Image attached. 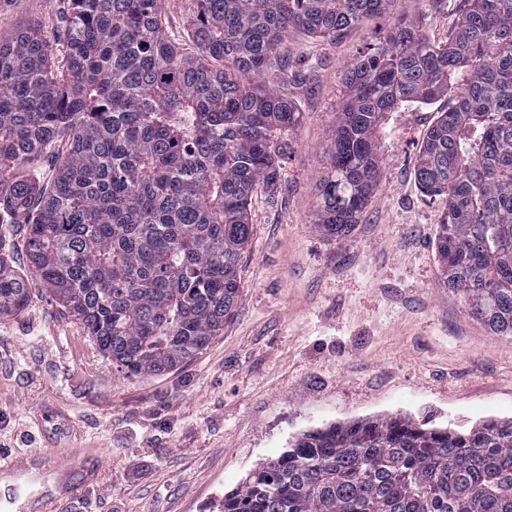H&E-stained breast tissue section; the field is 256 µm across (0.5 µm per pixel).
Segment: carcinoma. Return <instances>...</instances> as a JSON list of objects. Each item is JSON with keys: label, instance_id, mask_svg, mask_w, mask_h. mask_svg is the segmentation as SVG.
Here are the masks:
<instances>
[{"label": "carcinoma", "instance_id": "1", "mask_svg": "<svg viewBox=\"0 0 512 512\" xmlns=\"http://www.w3.org/2000/svg\"><path fill=\"white\" fill-rule=\"evenodd\" d=\"M187 37L164 0H57L0 35V247L24 232L30 274L0 252V317L40 283L128 378L159 376L224 334L253 236L275 203L300 120L283 92L290 30L336 42L392 0H194ZM345 98L317 185L331 237L358 224L382 175L385 116L448 100L418 150L442 199V282L512 336V0H465L446 43L395 17L343 74ZM217 512H512V418L467 433L403 416L295 437Z\"/></svg>", "mask_w": 512, "mask_h": 512}]
</instances>
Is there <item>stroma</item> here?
<instances>
[{"label": "stroma", "instance_id": "obj_1", "mask_svg": "<svg viewBox=\"0 0 512 512\" xmlns=\"http://www.w3.org/2000/svg\"><path fill=\"white\" fill-rule=\"evenodd\" d=\"M461 0H394L341 42L289 33L301 112L277 203L252 202L242 289L224 334L165 375L126 378L33 290L0 318V450L25 457L0 512H46L47 484L97 471L62 512H210L293 437L333 423L400 414L461 431L512 417V338L490 333L445 288L434 239L444 204L415 177L421 141L447 101L387 113L382 178L351 234L316 222L342 75L400 14L447 41Z\"/></svg>", "mask_w": 512, "mask_h": 512}]
</instances>
